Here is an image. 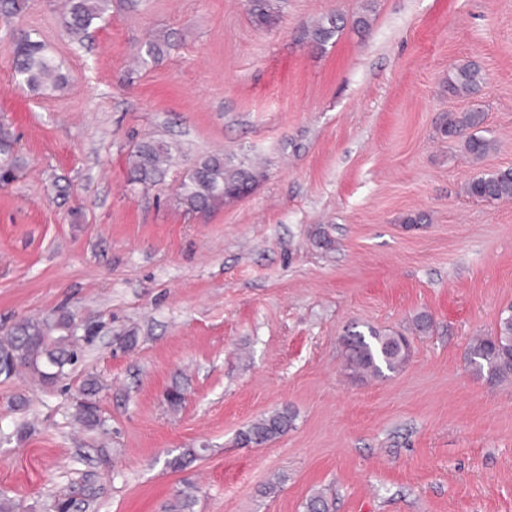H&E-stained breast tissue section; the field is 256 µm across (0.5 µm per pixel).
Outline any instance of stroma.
I'll list each match as a JSON object with an SVG mask.
<instances>
[{
	"label": "stroma",
	"instance_id": "obj_1",
	"mask_svg": "<svg viewBox=\"0 0 512 512\" xmlns=\"http://www.w3.org/2000/svg\"><path fill=\"white\" fill-rule=\"evenodd\" d=\"M332 10L348 25L316 51L301 32ZM15 28L66 86L17 85ZM163 34L174 49L142 64ZM465 60L497 142L478 161L436 134L468 106L444 85ZM0 127L16 139L0 330L64 311L93 329L66 379L0 380V499L17 512H164L188 484L194 512H307L319 494L331 512H512V384L466 362L512 305V200L463 190L512 167V0H282L268 27L248 0L116 2L80 48L61 0H29L0 22ZM146 139L176 149L150 188L128 175ZM214 153L259 181L187 211L177 185ZM370 327L411 357L362 382L340 338ZM90 375L102 434L73 418ZM283 408L288 432L237 442Z\"/></svg>",
	"mask_w": 512,
	"mask_h": 512
}]
</instances>
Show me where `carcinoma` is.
Listing matches in <instances>:
<instances>
[{"label": "carcinoma", "mask_w": 512, "mask_h": 512, "mask_svg": "<svg viewBox=\"0 0 512 512\" xmlns=\"http://www.w3.org/2000/svg\"><path fill=\"white\" fill-rule=\"evenodd\" d=\"M27 7V0H0V20L10 23ZM112 13V0H66L62 25L70 41L84 45L91 29ZM252 21L267 27L277 18L274 0H249ZM346 21L335 11L322 15L304 31V39L316 50L343 31ZM171 44L165 37L147 41L141 56L147 64L167 54ZM15 74L19 83L31 89L45 85L59 87L66 82L61 65L48 55L42 43L29 32H20L15 40ZM484 83V74L475 61L455 64L448 70V91L462 97L477 95ZM486 113L480 104L463 112H451L438 126V134L450 143L460 145L473 160L484 158L496 146V140L486 136ZM173 160L172 146L164 141L139 142L129 156L131 182L156 185L167 176ZM259 175L243 165L224 162V155L211 154L198 158L180 181L179 202L186 210L203 212L226 200L247 197L258 182ZM468 196L482 202L512 200V167L472 177L465 186ZM78 326L70 313L26 320L0 334V377L9 380L26 373L43 385H51L67 375L68 368L79 360ZM346 369L358 378H380L385 373L399 371L409 357L406 338L374 328L363 332L351 330L341 339ZM468 362L472 370L492 384L512 382V306L500 315L497 331L478 337L469 347ZM99 384L88 376L74 406V419L86 430L104 429L96 396ZM293 424L288 410L264 416L238 433V441L262 445L285 434ZM196 496L192 487L179 491L175 501L166 506L167 512H194Z\"/></svg>", "instance_id": "obj_1"}]
</instances>
